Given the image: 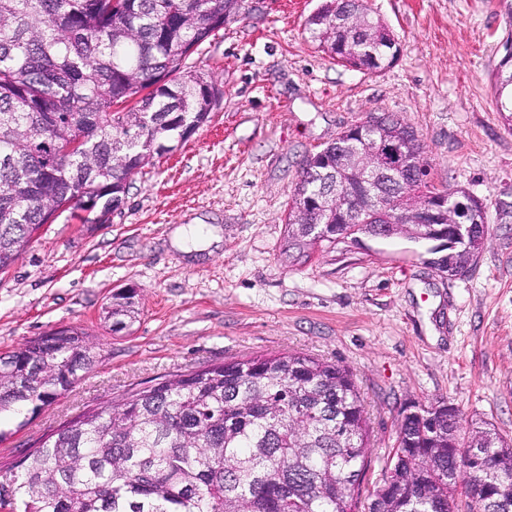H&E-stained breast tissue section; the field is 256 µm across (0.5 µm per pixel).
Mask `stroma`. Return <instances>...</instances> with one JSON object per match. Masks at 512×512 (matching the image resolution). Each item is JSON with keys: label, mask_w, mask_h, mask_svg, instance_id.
<instances>
[{"label": "stroma", "mask_w": 512, "mask_h": 512, "mask_svg": "<svg viewBox=\"0 0 512 512\" xmlns=\"http://www.w3.org/2000/svg\"><path fill=\"white\" fill-rule=\"evenodd\" d=\"M321 2L246 0L188 60L221 93L210 120L131 176L108 223L62 214L0 272V354L72 327L102 355L51 405L0 416V463L128 389L288 351L354 373L368 479L413 402L452 403L463 425L512 440V131L491 87L512 17L503 0H368L400 45L370 73L311 42ZM374 111L414 128L431 183L486 204L488 242L461 275L439 273L430 242L403 235L326 243L299 264L284 254L304 161ZM123 289L138 315L116 332L103 310Z\"/></svg>", "instance_id": "obj_1"}]
</instances>
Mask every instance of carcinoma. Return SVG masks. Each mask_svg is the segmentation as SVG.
Segmentation results:
<instances>
[{
  "label": "carcinoma",
  "mask_w": 512,
  "mask_h": 512,
  "mask_svg": "<svg viewBox=\"0 0 512 512\" xmlns=\"http://www.w3.org/2000/svg\"><path fill=\"white\" fill-rule=\"evenodd\" d=\"M244 0H0V272L31 244L30 229L63 206L82 224H104L128 178L161 144L186 140L219 104L214 85L187 59ZM312 41L336 61L376 72L399 52L364 0H325L307 20ZM492 72L496 111L512 129V35ZM402 141L422 166L413 127L379 116L352 146L328 144L347 193L365 195L381 145ZM335 175L303 168L288 203L285 252L294 261L341 224ZM379 210L397 216L386 236L419 232L435 195L473 204L479 234L436 269L465 266L483 250L485 206L463 188L421 180L375 188ZM99 207L82 215V204ZM135 292L105 308L112 328L135 319ZM101 354L77 329L43 334L0 355V414L35 412L69 391ZM371 430L353 372L301 352L259 355L174 374L91 408L36 442L0 484L8 512H470L512 506V445L489 424L461 432L448 404L401 414L381 476L365 483ZM479 448L474 460L457 452Z\"/></svg>",
  "instance_id": "carcinoma-1"
}]
</instances>
